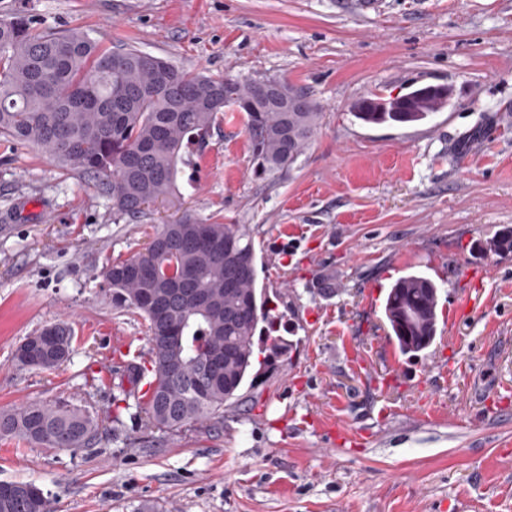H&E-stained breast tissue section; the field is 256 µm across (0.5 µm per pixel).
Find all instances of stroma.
Wrapping results in <instances>:
<instances>
[{"instance_id":"stroma-1","label":"stroma","mask_w":512,"mask_h":512,"mask_svg":"<svg viewBox=\"0 0 512 512\" xmlns=\"http://www.w3.org/2000/svg\"><path fill=\"white\" fill-rule=\"evenodd\" d=\"M44 30L81 29L214 78L305 88L322 117L281 176L256 177L245 113L225 109L176 197L117 218L92 184L0 137V410L65 398L105 417L90 447L0 440V482L53 512H512V0H0ZM450 92L417 123L367 124L361 98ZM239 224L286 344L221 421L145 427L128 386L103 382L147 325L98 272L183 211ZM439 288L438 332L401 354L382 302L400 276ZM75 334L56 370L16 347ZM73 335L69 323L60 321L26 337L16 350L18 366L42 370L58 369L69 359Z\"/></svg>"}]
</instances>
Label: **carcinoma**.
Listing matches in <instances>:
<instances>
[{
    "label": "carcinoma",
    "instance_id": "1",
    "mask_svg": "<svg viewBox=\"0 0 512 512\" xmlns=\"http://www.w3.org/2000/svg\"><path fill=\"white\" fill-rule=\"evenodd\" d=\"M267 81L192 74L136 48L107 50L79 30H39L21 15L0 19V136L92 182L119 218L173 195L181 166L190 163L187 149L204 144L226 94L254 104L245 132L258 174L290 170L321 112L286 81L282 86L302 105L283 111L262 96ZM422 95L416 89L362 103L355 117L373 124L422 121L430 113L400 110ZM255 261L254 243L240 225L185 212L158 226L144 250L102 269L112 301L148 323L152 380L142 407L148 426L167 431L221 419L224 404L238 399L258 325L269 321ZM438 301V286L421 273L391 285L384 316L401 353L432 345ZM73 339L65 321L46 326L18 346L17 364L55 370L69 359ZM101 427L89 410L65 403L0 411V438L42 448H87ZM0 512H51V504L32 484L0 482Z\"/></svg>",
    "mask_w": 512,
    "mask_h": 512
}]
</instances>
